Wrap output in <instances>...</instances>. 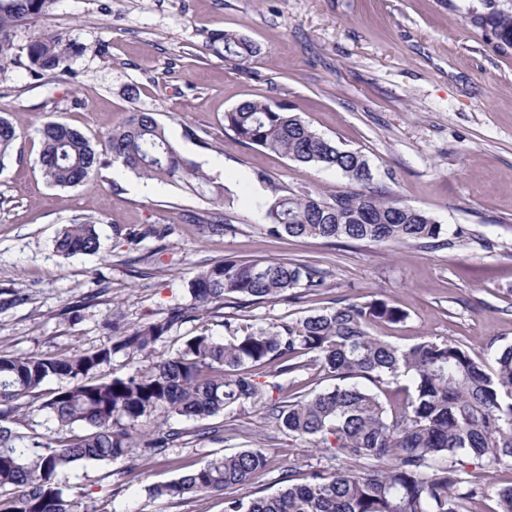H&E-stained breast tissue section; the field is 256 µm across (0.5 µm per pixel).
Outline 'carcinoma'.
I'll use <instances>...</instances> for the list:
<instances>
[{
    "mask_svg": "<svg viewBox=\"0 0 512 512\" xmlns=\"http://www.w3.org/2000/svg\"><path fill=\"white\" fill-rule=\"evenodd\" d=\"M53 0H0V72L13 55L10 23L45 12ZM497 37L512 45V16L491 17ZM224 59L245 63L257 50L246 37L224 32ZM76 45L54 37L31 42L27 56L35 74L67 63ZM225 127L237 140L277 152L318 169H335L361 184L358 192L296 194L264 173L259 182L270 195L258 204L273 237L348 239L360 242L433 244L442 225L426 212L365 190L369 165L357 150H344L314 132L297 112L265 100L245 101L224 113ZM40 170L54 187L72 188L99 177L113 163L148 179L182 182L209 195L222 208L233 205L231 191L187 161L149 112L133 109L99 151L83 132L47 119L37 129ZM16 127L0 118V167L11 157ZM193 220L209 233L233 229L224 212H207ZM100 248L96 224L64 227L55 239L59 256L95 253ZM324 272L315 265L275 259L224 260L201 270L191 282V307H176L119 343L64 357L0 356V512H78L59 476L88 462H125L137 470L145 455L165 453L176 445V429L137 431L136 425L163 409L180 417L205 419L232 405L256 403L264 388L252 368L273 364L278 374L305 368L296 361L315 353L336 383L309 397L270 407L277 426L296 440H313L336 465H308L303 482L293 473L287 485L270 495H242L239 490L263 474L270 461L260 448L216 456L178 478L148 488L154 499H192L224 495V512H462L463 504L482 497V484L466 469L465 458L482 467L512 463V345L498 350L496 368L457 345L423 340L399 348L372 336L373 321L398 323L405 313L385 300L364 304L336 301L297 322L272 325L219 340L207 335L187 339L174 355L132 373L95 379L118 349L143 353L165 339L191 313L230 300L241 306L265 300L297 302L299 288H321ZM50 379L73 385L43 401L39 410L54 422V435L40 438L5 424L19 401ZM375 386L402 379L407 401L397 415L379 395L356 380ZM76 424L85 434L72 438Z\"/></svg>",
    "mask_w": 512,
    "mask_h": 512,
    "instance_id": "1",
    "label": "carcinoma"
}]
</instances>
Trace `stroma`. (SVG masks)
I'll return each instance as SVG.
<instances>
[{
  "label": "stroma",
  "instance_id": "35a3bbf8",
  "mask_svg": "<svg viewBox=\"0 0 512 512\" xmlns=\"http://www.w3.org/2000/svg\"><path fill=\"white\" fill-rule=\"evenodd\" d=\"M495 13L512 15V0H55L15 22L12 62L0 75V117L20 134L0 170V293L19 290L28 299L0 309V355L97 349L191 304L189 285L207 265L288 258L326 269L324 287L288 305L213 307L148 354L115 353L98 378L169 357L192 336H238L340 298L383 299L405 312L400 323L370 324L373 336L401 348L450 342L493 371L496 351L512 344V46L495 38ZM224 31L256 43L259 55L243 65L225 60L212 46ZM47 34L81 52L67 69L37 76L26 48ZM264 98L287 105L337 146L361 151L370 189L428 213L444 229L439 242L269 236L257 173L295 191L350 184L340 172L243 144L225 129V112ZM134 109L154 113L181 153L233 192V231L209 234L194 220L209 210L206 200L116 165L73 188L44 182L40 120L61 119L102 143ZM77 219L97 223L100 249L61 257L54 240ZM164 226L167 237L150 235ZM275 371L254 369L276 401L334 383L317 362L290 376ZM68 385L53 379L25 398L12 415L20 431L50 436L54 424L38 406ZM144 425L177 429L181 438L165 454L144 456L132 473L116 461L62 475L69 498L89 512H224L219 494L165 500L147 488L213 457L261 448L271 468L249 491L268 495L288 470L304 472L321 458L279 431L262 404L206 419L160 409Z\"/></svg>",
  "mask_w": 512,
  "mask_h": 512
}]
</instances>
